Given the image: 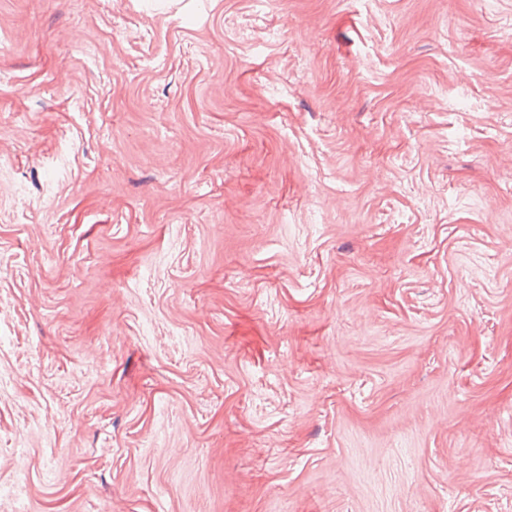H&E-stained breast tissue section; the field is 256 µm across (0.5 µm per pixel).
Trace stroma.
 Wrapping results in <instances>:
<instances>
[{
	"label": "stroma",
	"instance_id": "stroma-1",
	"mask_svg": "<svg viewBox=\"0 0 512 512\" xmlns=\"http://www.w3.org/2000/svg\"><path fill=\"white\" fill-rule=\"evenodd\" d=\"M0 512H512V0H0Z\"/></svg>",
	"mask_w": 512,
	"mask_h": 512
}]
</instances>
